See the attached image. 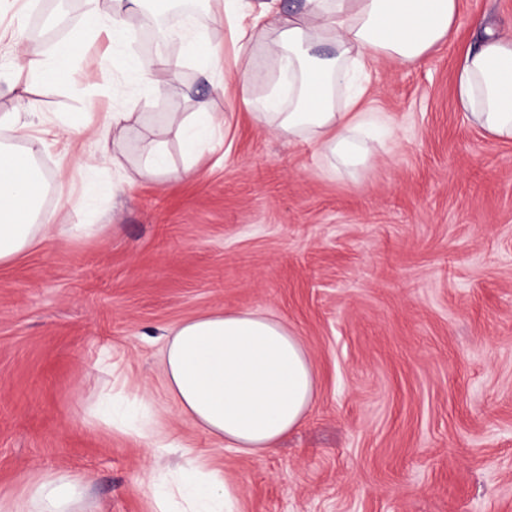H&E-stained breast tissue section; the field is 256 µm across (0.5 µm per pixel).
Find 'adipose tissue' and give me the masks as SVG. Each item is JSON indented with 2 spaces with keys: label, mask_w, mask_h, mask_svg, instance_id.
I'll return each instance as SVG.
<instances>
[{
  "label": "adipose tissue",
  "mask_w": 512,
  "mask_h": 512,
  "mask_svg": "<svg viewBox=\"0 0 512 512\" xmlns=\"http://www.w3.org/2000/svg\"><path fill=\"white\" fill-rule=\"evenodd\" d=\"M82 34L51 50L30 44L24 65L11 74L20 109L0 115V266L19 259L50 237L89 236L88 224H56L44 213L50 191L65 192L62 171L46 172L23 146L40 105L29 89L72 72L88 38L106 34L107 64L131 79L158 87L157 73L177 60L142 57L127 49L125 16L140 0H113L102 15L97 0H86ZM279 0H222L209 20L227 26L236 65L239 103L253 117L288 140L302 139L345 167L369 161L373 149L361 138L357 106L365 92L359 78L382 58L417 63L456 30L459 0H304L300 11L283 14ZM274 65H255L256 50ZM458 108L491 139L512 141V36L488 32L467 51L455 73ZM226 119L209 101L193 116L172 112L167 128L187 154L222 129ZM166 394L180 418L204 432L215 448L261 457L298 426L316 395L308 354L282 321L256 312L216 310L169 327L162 352ZM111 389H104L88 416L107 427L126 430L151 455L181 449L178 478L161 479L155 469L139 480L150 492L152 512H225L240 489L217 468L203 465L190 449L159 425L117 420ZM89 485L78 471L29 474L16 494L0 495V512H83Z\"/></svg>",
  "instance_id": "ef3b65f1"
}]
</instances>
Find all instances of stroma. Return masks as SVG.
Instances as JSON below:
<instances>
[{"label":"stroma","mask_w":512,"mask_h":512,"mask_svg":"<svg viewBox=\"0 0 512 512\" xmlns=\"http://www.w3.org/2000/svg\"><path fill=\"white\" fill-rule=\"evenodd\" d=\"M84 0L0 5V72L16 41L48 49L75 33ZM512 35V0H459L458 32L418 63L372 64L365 121L373 157L333 166L283 140L236 102L234 64L161 73L168 92L123 78L90 42L63 85L32 89L41 114L28 148L64 168L51 238L0 266V494L34 468L90 479L85 512H149L135 486L150 458L130 435L90 422L99 390L134 398L241 491L238 512H512V142L458 110L454 73L484 27ZM227 115L194 174L140 177L142 128L200 99ZM139 113L120 165L102 157L101 119ZM84 113L80 135L62 129ZM114 192L76 207L85 180ZM260 312L300 337L317 392L271 454L215 450L178 418L160 370L163 333L214 310Z\"/></svg>","instance_id":"obj_1"}]
</instances>
